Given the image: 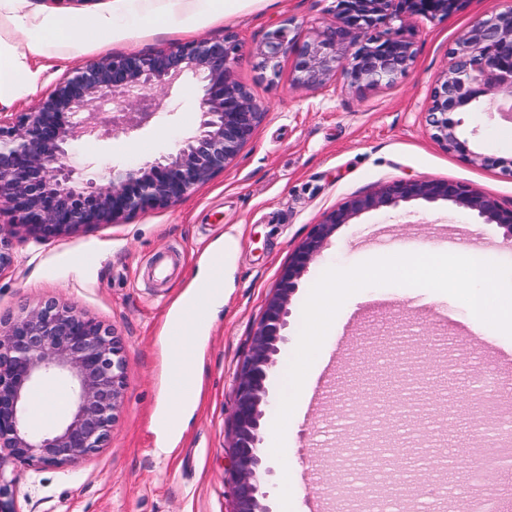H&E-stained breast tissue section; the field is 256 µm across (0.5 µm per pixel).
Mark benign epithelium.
<instances>
[{
	"label": "benign epithelium",
	"mask_w": 512,
	"mask_h": 512,
	"mask_svg": "<svg viewBox=\"0 0 512 512\" xmlns=\"http://www.w3.org/2000/svg\"><path fill=\"white\" fill-rule=\"evenodd\" d=\"M461 0H336V20L314 37L287 25L270 31L256 49L258 70L278 76L293 58L291 83L310 90L344 78L362 92L389 86L414 59L413 41L400 32L376 35L378 26L407 16L446 19ZM242 45L232 32L171 50L105 56L73 65L37 106L0 111V272L15 266V229L36 245L83 228L121 224L178 204L196 187L224 172L266 116L265 107L234 78ZM190 73L201 81L200 121L174 151L150 160L115 164L103 177L70 161L74 143L95 135L129 134L158 115V100ZM512 110V5L493 10L460 35L449 67L431 92L432 137L471 161L455 114ZM448 202L497 224L512 239V209L468 185L434 178H399L349 197L311 225L292 252L274 294L252 333L236 377L229 447L233 475L231 512H270L264 500L269 473L262 420L269 406L266 381L277 364L297 281L342 224L403 203ZM126 348L114 329L72 305L47 300L0 318V512H21L9 469L75 466L105 448L123 404ZM50 379L69 386L71 401L59 417L38 427L27 422L29 393Z\"/></svg>",
	"instance_id": "benign-epithelium-1"
}]
</instances>
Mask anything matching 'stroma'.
<instances>
[{"mask_svg": "<svg viewBox=\"0 0 512 512\" xmlns=\"http://www.w3.org/2000/svg\"><path fill=\"white\" fill-rule=\"evenodd\" d=\"M113 0H0V49L15 52L11 88L0 97L9 112L34 108L76 63L108 55L169 50L203 37L237 33L243 45L236 81L267 105L268 113L235 160L178 205L93 227L42 245L15 239L22 260L0 273V316L55 298L111 325L127 346L124 406L107 448L64 469H19L15 488L21 512H230L232 479L226 450L238 365L250 333L275 288L281 269L323 213L347 197L373 191L401 177L447 179L478 188L512 208V172L495 166L512 156V121L471 112L465 130H476L485 163L448 152L430 135L426 111L437 77L449 63L457 36L512 0H464L448 19L413 18L404 30L415 59L390 86L362 94L343 79L316 90L291 87L292 58L279 76L262 78L253 53L267 33L288 23L315 35L336 14V0H250L234 14L189 21L167 32L151 29L152 5L134 0L122 36L105 19ZM61 17L47 28L46 15ZM41 44V55L27 46ZM201 84L183 77L165 113L143 130L107 140H82L75 149L101 173L112 164L157 157L199 121ZM456 254L480 245L488 260L512 264V239L495 224L445 203H413L394 211L363 214L338 227L321 256L297 282L277 365L268 381L269 405L262 446L271 449L284 379L297 347L302 309L321 274L415 250L434 251L444 238ZM224 243V305L206 327L203 387L181 438L160 453L156 424L162 408L160 336L175 301L195 277L206 252ZM166 276L155 273L158 257ZM408 289L374 286L350 296L335 318L350 327L353 345L325 379L321 403L302 392L288 422L285 458L268 457L267 500L282 512L283 483L292 487V512H307L319 494L327 512H354L349 492L372 474L369 451L378 439L396 442L398 474L379 497L432 485L444 495L435 505L408 499L399 512H448L483 474L465 461L473 442L494 435L486 418L512 403V366L498 353L512 352V337L492 331L495 352L469 344V308L446 294L437 304L448 316L413 307ZM395 360L415 379L399 416L364 402L355 383L384 359Z\"/></svg>", "mask_w": 512, "mask_h": 512, "instance_id": "35a3bbf8", "label": "stroma"}]
</instances>
